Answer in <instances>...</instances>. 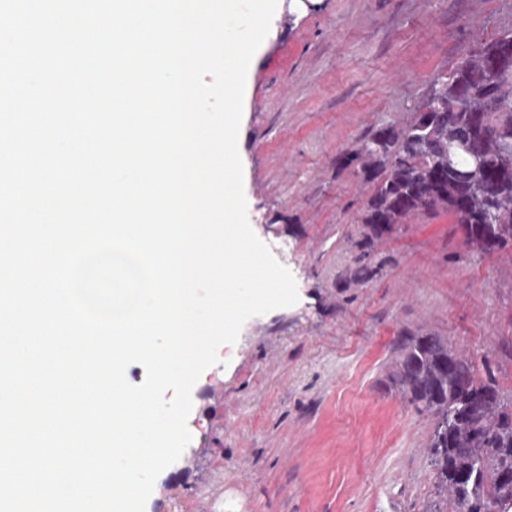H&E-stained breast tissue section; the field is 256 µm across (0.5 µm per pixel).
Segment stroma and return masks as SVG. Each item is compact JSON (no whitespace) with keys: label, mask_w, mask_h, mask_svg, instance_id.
Segmentation results:
<instances>
[{"label":"stroma","mask_w":512,"mask_h":512,"mask_svg":"<svg viewBox=\"0 0 512 512\" xmlns=\"http://www.w3.org/2000/svg\"><path fill=\"white\" fill-rule=\"evenodd\" d=\"M506 32L512 0H278L238 146L249 222L300 300L250 318L195 384L192 441L146 512H422L433 424L390 382L407 333L448 338L512 397V250L476 251L441 210L372 239L375 185L339 162Z\"/></svg>","instance_id":"stroma-1"}]
</instances>
